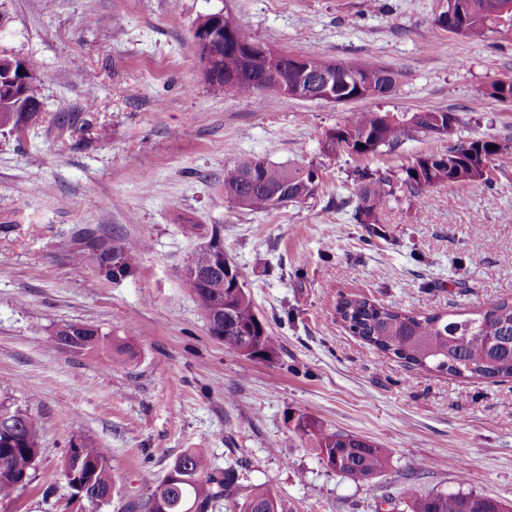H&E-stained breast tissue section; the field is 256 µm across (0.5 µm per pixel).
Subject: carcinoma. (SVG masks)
Returning a JSON list of instances; mask_svg holds the SVG:
<instances>
[{
    "mask_svg": "<svg viewBox=\"0 0 512 512\" xmlns=\"http://www.w3.org/2000/svg\"><path fill=\"white\" fill-rule=\"evenodd\" d=\"M468 26L472 33H482L486 22L497 15L509 0H462ZM200 58L211 64L206 74L209 83L228 96H244L257 90L291 96L288 87L296 81L291 74H275L265 46L245 53L226 36L196 43ZM360 83L336 82L337 99L347 101L385 97L395 91L397 74L381 76L385 67L370 58H355L347 62ZM16 82L11 94L0 91V128L23 132L43 122L37 76L30 75L16 64ZM440 124L437 135L455 133L456 117L443 110L415 112L410 117L388 113L355 112L350 121L325 134L322 151L327 155L347 153L367 155L381 148L395 150L405 140L430 134V121ZM512 160V152L494 140L482 138L458 139L448 150L417 157L405 170L402 185L406 187L415 208L424 203L429 188L442 183L485 182L490 166ZM316 169L311 166H284L242 156L224 168V196L238 207L248 210H269L295 192L304 190V197L316 192L319 182L313 181ZM356 200H342L339 206L353 205V219L358 224H378L383 200L395 195L396 185L383 176L365 171L355 174ZM95 256L97 272L106 280H118L132 273L143 242L115 244L96 235L92 229L82 230L75 239L72 262L84 263L85 248ZM224 260L221 229L212 227L209 241L193 257L191 263L200 270ZM192 267V268H194ZM192 268L185 267L183 277L190 286L198 309L207 316L213 312L224 317V326L213 335L217 341L237 354L252 346L250 359H263L276 353L277 340L268 331L255 310L248 291L236 288L233 281L224 280V272H214L201 283L191 279ZM341 323L354 335L388 358L439 373L476 380L512 377V300L497 301L470 317L452 318L447 314H416L377 304L364 297H343L336 303ZM58 346L105 354L109 364L124 361L127 347L100 328L84 322H64L54 330ZM11 413L10 421L0 420V496L29 485L40 458L39 417L28 408L1 401L0 412ZM295 431L303 441L318 448L320 462L353 481H365L383 473L389 466L388 454L373 442L344 431H329L318 421L298 418ZM69 459L61 462V475L68 485L82 480L85 495L70 502L83 509V503L94 505L108 494L112 481L109 452L85 443L70 446ZM174 462L180 464L177 477H163L150 482V493L139 504L138 512H153V503L161 502L165 512H185L191 504L200 512H210L213 504L232 496L239 488L237 470L215 469L203 454L187 450ZM275 496L266 488H252L240 504L239 512H278ZM406 512H512L498 500L462 491L422 494L414 488L406 490Z\"/></svg>",
    "mask_w": 512,
    "mask_h": 512,
    "instance_id": "1",
    "label": "carcinoma"
}]
</instances>
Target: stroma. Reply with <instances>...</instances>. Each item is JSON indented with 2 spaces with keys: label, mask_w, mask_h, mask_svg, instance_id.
Masks as SVG:
<instances>
[{
  "label": "stroma",
  "mask_w": 512,
  "mask_h": 512,
  "mask_svg": "<svg viewBox=\"0 0 512 512\" xmlns=\"http://www.w3.org/2000/svg\"><path fill=\"white\" fill-rule=\"evenodd\" d=\"M446 0H0V53L40 82L44 122L0 129V397L42 422L35 480L0 512H71L60 478L71 443L110 453L109 502L132 512L148 482L187 449L235 468L242 489L272 491L283 512H402L407 488L463 490L512 503V379L464 380L385 358L337 318L343 296L417 313H467L512 299V168L489 183L431 188L423 209L396 193L376 224L340 199L365 169L397 180L445 136L367 156L323 153L324 134L360 111L444 109L457 133L512 147V22L478 36L436 19ZM231 13L252 41L331 60L366 57L398 72L387 98L346 104L209 84L193 40L203 14ZM97 97L85 109L88 76ZM87 123L58 130L61 112ZM250 155L321 174L309 198L250 211L224 196V169ZM190 216L204 234L187 235ZM88 224L115 242L145 241L115 281L71 262ZM223 231L257 312L279 345L250 360L214 340L182 276ZM126 343L123 365L54 347L63 322ZM307 415L384 448L388 469L355 482L321 464L295 433Z\"/></svg>",
  "instance_id": "obj_1"
}]
</instances>
